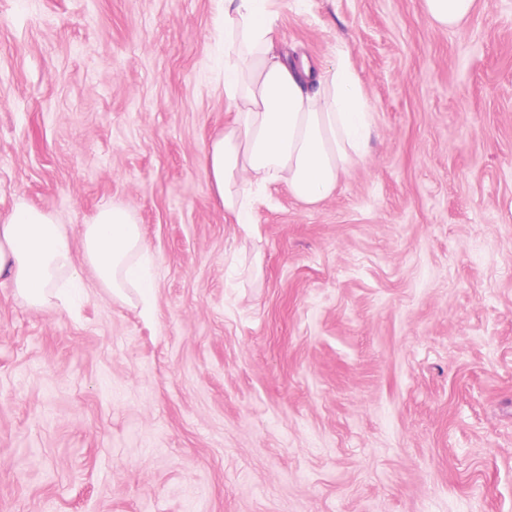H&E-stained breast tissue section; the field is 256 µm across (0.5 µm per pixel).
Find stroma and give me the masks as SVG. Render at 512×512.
Listing matches in <instances>:
<instances>
[{
  "label": "stroma",
  "instance_id": "stroma-1",
  "mask_svg": "<svg viewBox=\"0 0 512 512\" xmlns=\"http://www.w3.org/2000/svg\"><path fill=\"white\" fill-rule=\"evenodd\" d=\"M220 0H0V213L128 206L153 312L88 267L71 310L0 285V512H512V0H282L375 130L251 235L201 168L231 119ZM476 0H424V9L430 21L437 26L455 30L474 13Z\"/></svg>",
  "mask_w": 512,
  "mask_h": 512
}]
</instances>
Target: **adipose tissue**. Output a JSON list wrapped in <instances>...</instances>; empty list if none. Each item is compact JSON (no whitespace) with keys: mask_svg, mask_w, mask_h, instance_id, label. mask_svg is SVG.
Masks as SVG:
<instances>
[{"mask_svg":"<svg viewBox=\"0 0 512 512\" xmlns=\"http://www.w3.org/2000/svg\"><path fill=\"white\" fill-rule=\"evenodd\" d=\"M278 3L224 0V97L233 116L205 145L202 168L225 215L242 226L252 222L256 193L273 184H287L307 206L331 197L364 161L375 127L368 94L344 52L319 68L280 57L274 41ZM475 4L424 0V9L437 26L455 30ZM151 262L140 224L120 203L101 207L73 232L22 198L0 217V279L34 308L66 309L68 291L81 286L83 265L112 298L151 295Z\"/></svg>","mask_w":512,"mask_h":512,"instance_id":"adipose-tissue-1","label":"adipose tissue"}]
</instances>
